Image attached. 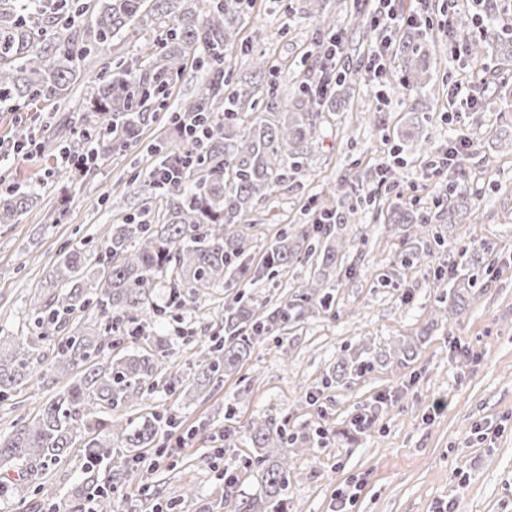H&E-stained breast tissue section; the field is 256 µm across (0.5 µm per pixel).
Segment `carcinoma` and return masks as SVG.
I'll return each mask as SVG.
<instances>
[{"mask_svg": "<svg viewBox=\"0 0 512 512\" xmlns=\"http://www.w3.org/2000/svg\"><path fill=\"white\" fill-rule=\"evenodd\" d=\"M249 0H207L199 13L190 0H95L93 17L74 29L69 21L55 23L50 38L38 34L44 15L75 14L73 0H26L18 8L0 0V103L54 102L70 85L85 79L92 86L90 105L101 113L103 130L89 135L96 143L97 160L112 156L139 136L147 104L165 96L189 60L207 74L197 97L182 102L173 117L179 141L160 140L151 145L158 158L156 168L179 169V180L163 190L153 219L143 215L107 225L101 252L90 260L75 245L58 255L52 287L59 289L35 310L38 339L54 335L78 311L92 309L98 331L80 328L67 336L52 358L41 353L33 340L17 342L11 351H0V401L19 389L35 371L66 381V388L22 418L7 436L0 435V471L24 466L43 472L62 462L74 448L83 452L88 474L80 495L97 489L98 512H112L114 485L121 477L98 484V461L121 453L127 463L138 464L142 450L153 447L160 429L175 430L180 422L171 412L153 413L136 421L121 415L125 408L152 390L159 375L172 389L182 385L180 375L165 367V355L146 348L129 353L126 341L146 339L140 317L153 310L160 314L185 306L186 296L224 285L232 272L274 275L302 254L315 257L308 280L300 285L298 299L281 300L273 310L255 305L241 294L224 306L221 327L207 339L193 391L204 395L223 378L240 371L254 342L285 327L298 303L331 305L326 291L336 275V264L345 242L327 224H315L297 232L279 234L267 247L261 268L250 271L252 238L246 222L252 202L278 191L288 179V169L304 166L305 143L314 137L321 119L320 108L336 99L346 76L331 75L319 66L300 85L293 112L278 111L280 89L276 82L259 87L236 88L224 94V52L237 44ZM168 18L165 31L149 61H109L96 73L85 75L84 64L103 57L114 39L132 26L153 25ZM495 48L500 61L512 59V36L494 31L469 41L476 58ZM401 87L413 98L411 111L421 112L436 93L435 69L426 33L418 26L404 30L396 45ZM256 80L273 72L262 53L251 57ZM267 97L264 110L255 111L256 95ZM202 125L203 146L196 147L183 129ZM33 207L26 192L0 194V224H15ZM472 215L467 191L457 187L446 218L463 224ZM431 218L399 203L388 208L386 224L403 226L405 236L423 233ZM484 247H464L451 253L453 300L470 271L482 263ZM168 289L164 305L153 303L156 289ZM112 413L101 419L99 413ZM246 438L258 449L263 492L252 500H238L232 491L224 496L228 512H281L288 486L290 461L282 450L297 442L284 426L272 419L252 422Z\"/></svg>", "mask_w": 512, "mask_h": 512, "instance_id": "obj_1", "label": "carcinoma"}]
</instances>
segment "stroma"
<instances>
[{"label":"stroma","instance_id":"obj_1","mask_svg":"<svg viewBox=\"0 0 512 512\" xmlns=\"http://www.w3.org/2000/svg\"><path fill=\"white\" fill-rule=\"evenodd\" d=\"M238 45L224 69L240 78L250 69L249 54H265L288 100L297 97L322 31L338 30L346 51L332 61L336 71L351 66L362 78L352 84L336 110L322 112L307 145V163L273 196L256 199L248 217L253 256L261 258L277 233L312 225L317 210L343 215L357 205L353 220L339 232L348 243L338 261L333 303L313 307L282 330L255 342L241 371L212 394L195 399L157 387L130 410H171L182 423L161 432L181 447L146 461L126 477L114 512H150L153 504H173L185 486L194 497L173 512H224V474L236 472L234 494L251 499L261 492L256 452L243 425L255 419L283 423L288 433L313 438L309 450L289 447L293 473L288 512H331L338 495L350 496L349 512H512V153L499 147L512 133V65L497 59L473 62L459 39L445 34L457 12L476 29H498L502 0H392L400 18L423 12L437 76L430 111L412 115L411 96L400 86L399 62L388 55L382 73L369 68L380 41L363 30L352 11L377 14L379 0H324L314 14L311 0H251ZM206 79L187 65L167 108L150 106L138 140L123 154L98 162L73 181L54 174L61 148L87 149L84 129L98 126L94 113L78 110L89 97L86 83L71 85L65 99L30 106L0 104V191H32L36 206L17 223L0 224V348L12 337L36 336L35 307L50 296L47 281L61 249L83 244L100 251L107 224L137 216L142 186L156 161L151 143L173 135V110L195 96ZM461 86L473 106L460 109L449 94ZM374 118L362 121L359 110ZM469 138L471 146L456 180L474 204L470 223L437 220L452 193L434 164L448 145ZM356 179V196L339 198L332 188ZM405 200L433 215L426 234L406 239L383 222L387 207ZM483 244L494 263L476 274L461 294L463 311L453 309L448 287L434 278L448 265L451 250ZM311 265L289 266L272 279L225 281L187 303L181 320L145 318L146 335L167 350L184 382H192L204 357L198 344L211 335L224 307L239 293L275 307L297 294ZM422 337L416 356L396 355L400 340ZM359 354L348 378L331 375L338 360ZM52 378H31L15 396L0 402V435L18 418L35 412L51 393ZM234 419H225L228 406ZM80 455L48 471L46 477L0 472L14 487L0 498V512H79L71 493L85 479ZM55 488L52 500L37 494L40 480Z\"/></svg>","mask_w":512,"mask_h":512}]
</instances>
